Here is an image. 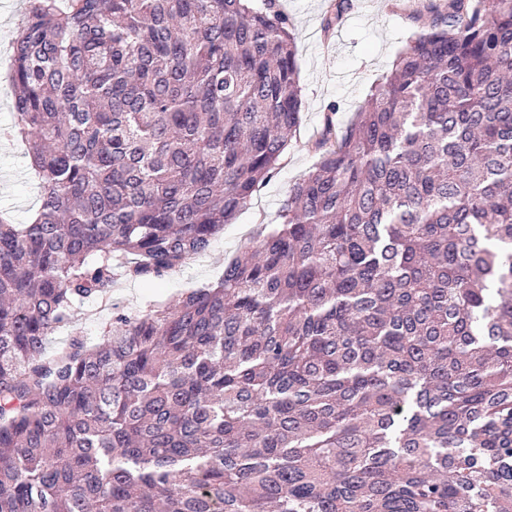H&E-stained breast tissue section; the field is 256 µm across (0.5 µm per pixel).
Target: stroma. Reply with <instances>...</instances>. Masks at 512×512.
<instances>
[{
	"label": "stroma",
	"instance_id": "obj_1",
	"mask_svg": "<svg viewBox=\"0 0 512 512\" xmlns=\"http://www.w3.org/2000/svg\"><path fill=\"white\" fill-rule=\"evenodd\" d=\"M288 15L298 51L302 97L301 124L273 177L252 196L237 219L225 225L207 252L188 261L158 285L118 278L111 303L79 307L72 324L53 332L48 354H56L82 336L93 344L102 336L113 307L130 314L144 313L152 304H171L190 288L216 283L224 263L246 248L258 245L265 227L277 223L289 188L309 174L319 161L310 148L318 138L329 104H337L338 126H346L362 105L371 87L390 69L412 30L410 13L395 0H349L339 27L324 31L327 0H276ZM38 175L23 146L0 148V210L14 223H27L38 207Z\"/></svg>",
	"mask_w": 512,
	"mask_h": 512
}]
</instances>
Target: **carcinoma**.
I'll return each instance as SVG.
<instances>
[{
	"label": "carcinoma",
	"instance_id": "1",
	"mask_svg": "<svg viewBox=\"0 0 512 512\" xmlns=\"http://www.w3.org/2000/svg\"><path fill=\"white\" fill-rule=\"evenodd\" d=\"M348 0H330L329 32ZM416 30L215 284L116 310L115 271L203 254L301 122L276 0H30L4 141L0 512H512V0ZM38 174L23 146H0V210L15 224H26L38 203Z\"/></svg>",
	"mask_w": 512,
	"mask_h": 512
}]
</instances>
